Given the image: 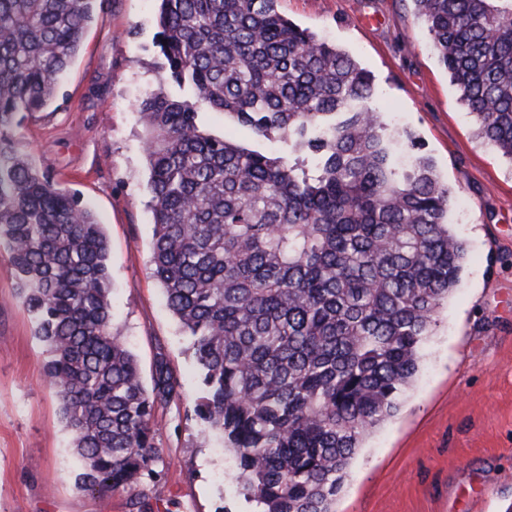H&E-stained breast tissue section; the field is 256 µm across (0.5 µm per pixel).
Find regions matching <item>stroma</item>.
Returning a JSON list of instances; mask_svg holds the SVG:
<instances>
[{"mask_svg": "<svg viewBox=\"0 0 512 512\" xmlns=\"http://www.w3.org/2000/svg\"><path fill=\"white\" fill-rule=\"evenodd\" d=\"M280 12L352 54L374 77L382 111L410 130L460 205L450 223L469 247L462 282L423 348L397 414L357 449L336 512H506L512 505V162L477 135L411 0H279ZM155 0H97L84 47L56 99L13 137L54 182L79 192L110 244L113 324L143 382L165 351L181 396L159 407L161 455L136 491L80 489L74 434L44 374V346L0 250V512H250L224 441L193 413L198 371L149 259L144 191L148 92L173 91L158 46ZM209 133L276 151L223 113Z\"/></svg>", "mask_w": 512, "mask_h": 512, "instance_id": "35a3bbf8", "label": "stroma"}]
</instances>
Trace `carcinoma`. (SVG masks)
Here are the masks:
<instances>
[{
    "mask_svg": "<svg viewBox=\"0 0 512 512\" xmlns=\"http://www.w3.org/2000/svg\"><path fill=\"white\" fill-rule=\"evenodd\" d=\"M96 0H0V248L45 347L78 481L133 490L158 458L155 411L179 396L165 353L150 387L112 324L110 248L77 192L12 133L56 96ZM178 93L139 102L150 263L200 372L197 417L233 453L258 512H334L362 438L394 416L459 287L453 196L372 74L285 18L278 0H155ZM477 135L512 161V0H412ZM222 112L290 152L203 128ZM305 148L309 161L291 157Z\"/></svg>",
    "mask_w": 512,
    "mask_h": 512,
    "instance_id": "1",
    "label": "carcinoma"
}]
</instances>
